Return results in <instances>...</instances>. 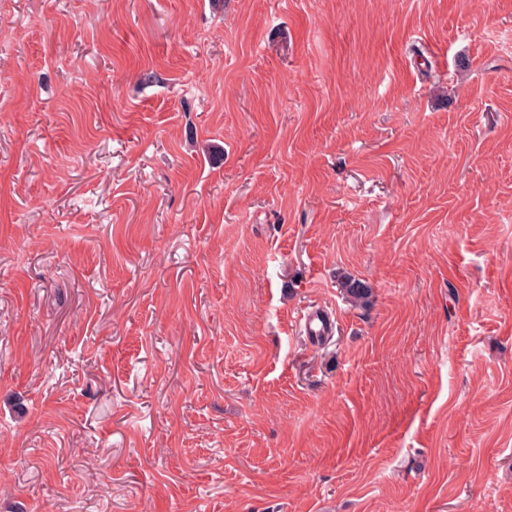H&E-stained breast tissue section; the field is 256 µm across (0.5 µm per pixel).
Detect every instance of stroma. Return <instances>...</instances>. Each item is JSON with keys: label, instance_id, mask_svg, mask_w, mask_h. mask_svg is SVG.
Returning a JSON list of instances; mask_svg holds the SVG:
<instances>
[{"label": "stroma", "instance_id": "35a3bbf8", "mask_svg": "<svg viewBox=\"0 0 512 512\" xmlns=\"http://www.w3.org/2000/svg\"><path fill=\"white\" fill-rule=\"evenodd\" d=\"M0 512H512V0H0ZM341 288L349 303L357 308L365 310L373 302L372 288L367 282L352 276H346L341 284Z\"/></svg>", "mask_w": 512, "mask_h": 512}]
</instances>
